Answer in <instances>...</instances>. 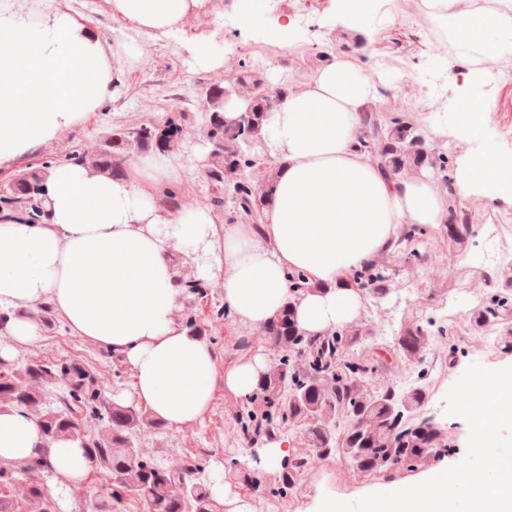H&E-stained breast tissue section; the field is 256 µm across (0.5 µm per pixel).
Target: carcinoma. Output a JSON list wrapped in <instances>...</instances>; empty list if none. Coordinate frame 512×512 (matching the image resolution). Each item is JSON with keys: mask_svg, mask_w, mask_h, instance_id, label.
Listing matches in <instances>:
<instances>
[{"mask_svg": "<svg viewBox=\"0 0 512 512\" xmlns=\"http://www.w3.org/2000/svg\"><path fill=\"white\" fill-rule=\"evenodd\" d=\"M267 88L262 74L242 70L207 83L203 96L210 145L207 182L217 193L214 202H230L246 224H259L272 182L271 172L258 168L256 151L262 144L266 116L262 94ZM233 95L241 105L252 107L248 119H224L225 101ZM363 124L368 130L377 125L382 130L377 137L363 136L359 149L388 177L427 167L450 187L448 154L429 145L414 115L404 111L386 117L371 108ZM178 133L175 116L161 124H119L98 151L75 154L73 159L103 175L122 177L124 166L138 155L182 151ZM50 168L47 163L21 170L0 194V211H22L30 223H38L44 213ZM454 210L448 239L462 245L472 226V214L461 204L454 205ZM400 242V249L392 254L394 261L427 262L430 242L424 226L404 225ZM352 280L374 303L391 292L390 268L385 264L356 270ZM487 286L496 292L469 313V325L490 336L497 331L500 313L512 307V292L509 284L492 278ZM32 317L49 330L56 326L55 311L48 303ZM260 336L278 352L260 383L266 410L263 414L239 413L236 433L249 440L275 437L287 423H304L306 440L315 451L312 456L291 455L280 464L272 487L277 497L288 498L317 460L338 455L369 472L390 464H410L441 448L440 433L422 417L429 397L422 380L443 367L445 355L436 348L442 345L446 327L432 330L412 320L401 327L394 344L397 359L418 369V379L406 391L378 378L376 366L359 357L374 340L363 324L308 338L297 325L289 302L260 330ZM59 385L62 392L49 401L48 392ZM14 408L35 417L47 442L78 443L94 469L112 480L111 487L97 492L96 512H124V492L139 500L143 512H224L223 505L211 496L205 467L197 460L169 466L136 446L135 437L143 429H159L162 424L145 409L102 398L97 372L82 360L18 358L10 364L0 363V411ZM87 418L98 421L97 431L85 430ZM50 478L52 474L40 462L0 461V512H60L47 490Z\"/></svg>", "mask_w": 512, "mask_h": 512, "instance_id": "cac0c4a2", "label": "carcinoma"}]
</instances>
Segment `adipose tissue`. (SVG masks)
<instances>
[{"label":"adipose tissue","mask_w":512,"mask_h":512,"mask_svg":"<svg viewBox=\"0 0 512 512\" xmlns=\"http://www.w3.org/2000/svg\"><path fill=\"white\" fill-rule=\"evenodd\" d=\"M496 2L478 10L469 0H424L428 24L451 26L459 45L478 54L464 85L480 82L512 50V0ZM111 3L113 18L131 32L109 41L55 0H0V166L81 125L111 98L114 73L148 56L147 38L176 35L186 20L214 10L213 0ZM378 95L377 84L340 51L290 82L264 121L259 163L274 180L257 226L221 227L207 207L166 202L163 189L184 170L172 154L139 156L118 178L73 161L52 167L40 223L18 212L0 215V311L15 313L0 361L13 362L40 339L33 313L48 303L73 335L123 358L134 399L170 429L201 420L217 384L250 398L269 360L257 353L218 373L214 347L178 318L180 266L198 281L221 279L224 307L243 324L261 328L289 301L305 335L324 336L364 307L348 281L354 270L390 255L404 225L452 220L448 190L431 170L388 178L356 150L363 115ZM488 112L462 95L453 122L436 112L428 121L470 146L456 171L458 193L511 206L512 178L503 177L501 156L475 147ZM291 270L313 290L293 293ZM0 460L48 461L62 512H72L70 492L92 470L82 448L47 443L22 409L0 412Z\"/></svg>","instance_id":"adipose-tissue-1"}]
</instances>
